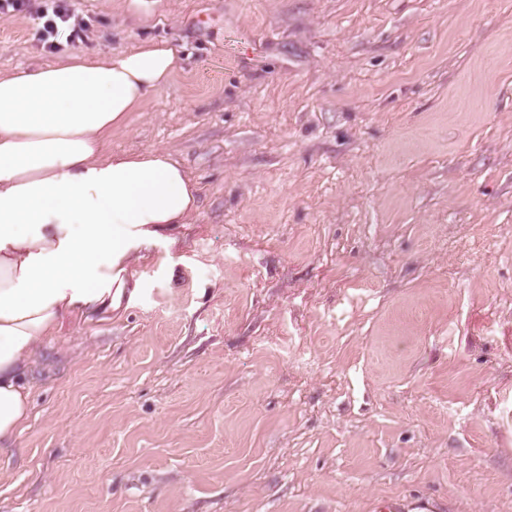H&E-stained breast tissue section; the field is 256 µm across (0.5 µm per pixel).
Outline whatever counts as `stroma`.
<instances>
[{"instance_id":"35a3bbf8","label":"stroma","mask_w":512,"mask_h":512,"mask_svg":"<svg viewBox=\"0 0 512 512\" xmlns=\"http://www.w3.org/2000/svg\"><path fill=\"white\" fill-rule=\"evenodd\" d=\"M68 2L179 47L110 148L199 208L36 350L0 512H512V0Z\"/></svg>"}]
</instances>
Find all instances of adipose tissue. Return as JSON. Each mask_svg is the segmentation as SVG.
I'll list each match as a JSON object with an SVG mask.
<instances>
[{"instance_id": "obj_1", "label": "adipose tissue", "mask_w": 512, "mask_h": 512, "mask_svg": "<svg viewBox=\"0 0 512 512\" xmlns=\"http://www.w3.org/2000/svg\"><path fill=\"white\" fill-rule=\"evenodd\" d=\"M178 67L177 47L147 40L0 73V450L30 421L37 348L119 310L140 248L198 209L168 151L108 148Z\"/></svg>"}]
</instances>
